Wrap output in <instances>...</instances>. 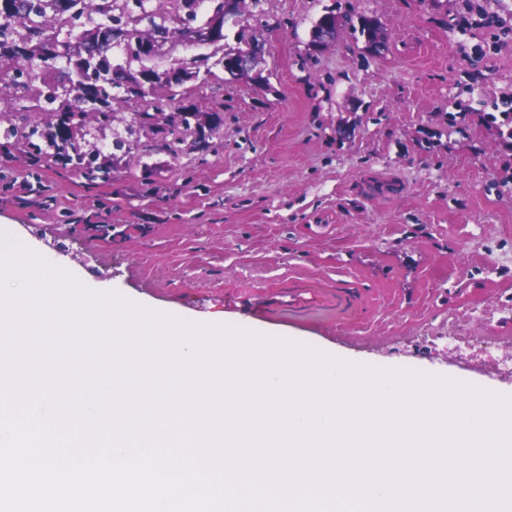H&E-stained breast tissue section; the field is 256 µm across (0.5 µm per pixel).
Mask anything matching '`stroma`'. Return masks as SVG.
<instances>
[{"label": "stroma", "instance_id": "obj_1", "mask_svg": "<svg viewBox=\"0 0 512 512\" xmlns=\"http://www.w3.org/2000/svg\"><path fill=\"white\" fill-rule=\"evenodd\" d=\"M328 9L342 26L317 47ZM224 34L155 59L210 57L181 102L159 87L88 122L109 180L0 134V231L64 245L93 290L512 397V131L484 120L512 109V0H243ZM247 42L262 52L230 76L218 61ZM36 89L25 72L0 87L16 126L48 120ZM181 105L220 114L207 150L172 152L135 119ZM339 278L364 289L359 314L289 310V280Z\"/></svg>", "mask_w": 512, "mask_h": 512}]
</instances>
